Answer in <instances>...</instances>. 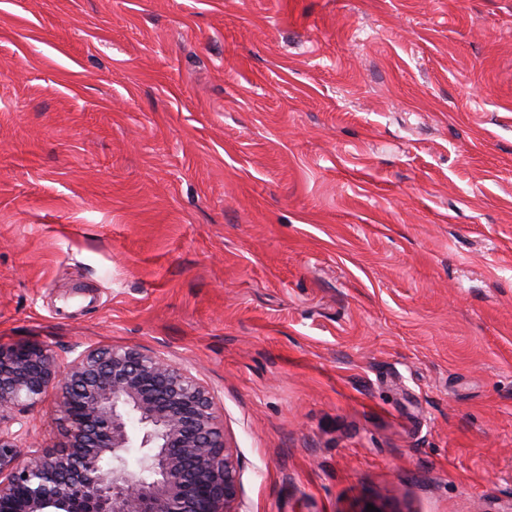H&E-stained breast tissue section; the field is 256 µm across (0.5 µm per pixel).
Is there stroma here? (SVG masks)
Returning a JSON list of instances; mask_svg holds the SVG:
<instances>
[{
  "label": "stroma",
  "instance_id": "1",
  "mask_svg": "<svg viewBox=\"0 0 512 512\" xmlns=\"http://www.w3.org/2000/svg\"><path fill=\"white\" fill-rule=\"evenodd\" d=\"M27 341L198 376L237 512H512V0H0Z\"/></svg>",
  "mask_w": 512,
  "mask_h": 512
}]
</instances>
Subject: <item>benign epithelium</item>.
Masks as SVG:
<instances>
[{"instance_id":"obj_1","label":"benign epithelium","mask_w":512,"mask_h":512,"mask_svg":"<svg viewBox=\"0 0 512 512\" xmlns=\"http://www.w3.org/2000/svg\"><path fill=\"white\" fill-rule=\"evenodd\" d=\"M51 391L60 448L36 445L22 419ZM237 496L213 397L187 368L133 347L62 363L45 344H0V512H236Z\"/></svg>"}]
</instances>
